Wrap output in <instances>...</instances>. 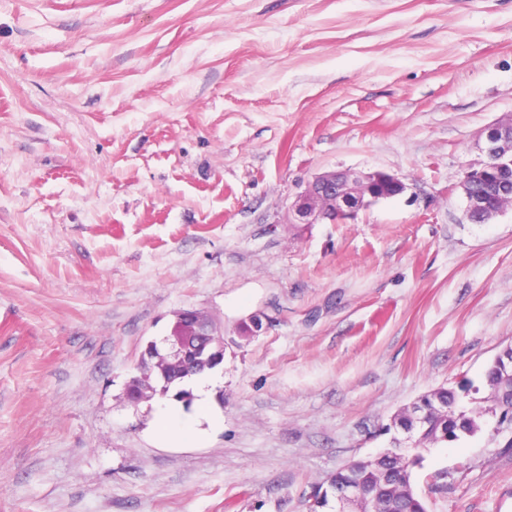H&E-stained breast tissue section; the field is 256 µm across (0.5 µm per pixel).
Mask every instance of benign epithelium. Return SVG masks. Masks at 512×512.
Listing matches in <instances>:
<instances>
[{"label":"benign epithelium","instance_id":"7a95c632","mask_svg":"<svg viewBox=\"0 0 512 512\" xmlns=\"http://www.w3.org/2000/svg\"><path fill=\"white\" fill-rule=\"evenodd\" d=\"M479 149L483 159L465 167L458 188L465 201V217H473L486 206V194L497 196V206L490 214L496 218L512 209V191L501 178L485 180L488 172H505L512 169V117L495 121L481 133ZM483 190H477L478 184ZM408 185L401 177L383 171H326L315 175L289 208L291 224H348L358 213L380 202L397 198L406 193ZM183 319L191 323L199 336L198 350L194 355L179 340L167 341V349L174 356H181L196 365L200 361L224 357V337L214 333L209 319L195 309L181 310ZM365 489L359 482H349L336 489V512H352L347 504L361 500Z\"/></svg>","mask_w":512,"mask_h":512}]
</instances>
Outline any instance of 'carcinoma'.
Masks as SVG:
<instances>
[{"label":"carcinoma","mask_w":512,"mask_h":512,"mask_svg":"<svg viewBox=\"0 0 512 512\" xmlns=\"http://www.w3.org/2000/svg\"><path fill=\"white\" fill-rule=\"evenodd\" d=\"M511 364L512 347H506L485 371L484 396L473 383H464L462 390L474 394L468 406L460 404L454 389L442 386L400 409L384 428V432L393 433L390 447L375 458L352 461L336 471L326 489L314 490L309 512H322L329 505L330 491L349 480H358L366 487L367 498L359 505L362 512H426L425 503L412 486L414 469L424 460L423 451L475 436L487 416L512 429V419L499 418L504 409L512 415V391H503L505 366ZM141 368L143 381L178 371L175 360L165 355L142 359Z\"/></svg>","instance_id":"obj_1"}]
</instances>
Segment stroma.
<instances>
[{"instance_id":"obj_1","label":"stroma","mask_w":512,"mask_h":512,"mask_svg":"<svg viewBox=\"0 0 512 512\" xmlns=\"http://www.w3.org/2000/svg\"><path fill=\"white\" fill-rule=\"evenodd\" d=\"M510 114L512 0H0V512H308L400 408L483 385L512 210L458 183ZM348 169L408 190L289 223ZM182 309L224 325L223 422L171 448L172 396L125 388ZM494 426L425 451L427 512H512Z\"/></svg>"}]
</instances>
